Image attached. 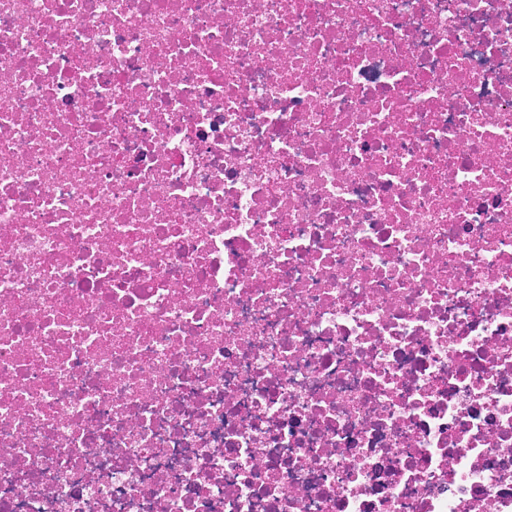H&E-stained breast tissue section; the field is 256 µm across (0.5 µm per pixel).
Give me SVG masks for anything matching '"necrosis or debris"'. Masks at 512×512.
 <instances>
[{
	"instance_id": "necrosis-or-debris-1",
	"label": "necrosis or debris",
	"mask_w": 512,
	"mask_h": 512,
	"mask_svg": "<svg viewBox=\"0 0 512 512\" xmlns=\"http://www.w3.org/2000/svg\"><path fill=\"white\" fill-rule=\"evenodd\" d=\"M0 512H512V0H0Z\"/></svg>"
}]
</instances>
